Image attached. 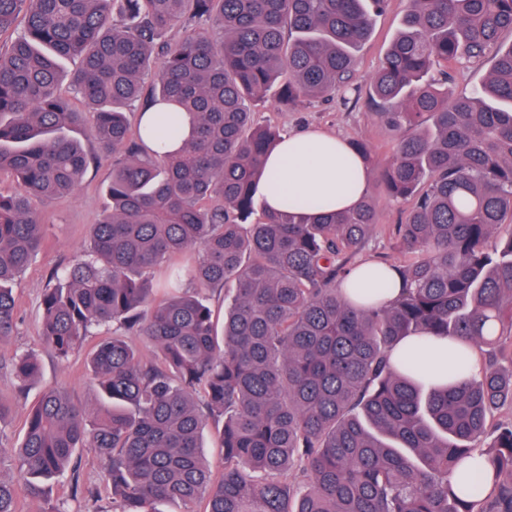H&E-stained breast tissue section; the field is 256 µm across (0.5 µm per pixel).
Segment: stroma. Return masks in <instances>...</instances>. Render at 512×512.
Listing matches in <instances>:
<instances>
[{"label":"stroma","mask_w":512,"mask_h":512,"mask_svg":"<svg viewBox=\"0 0 512 512\" xmlns=\"http://www.w3.org/2000/svg\"><path fill=\"white\" fill-rule=\"evenodd\" d=\"M405 8V0H390L386 11L376 18L371 34L357 50L356 76L360 84H369L376 74L392 38L402 26ZM253 120L258 126L278 128L284 135L314 128L348 141L368 142L374 149L375 163L369 168V193L378 205V226L363 256L370 260L399 261L401 254L389 227L401 222L403 207L385 199L379 174L380 163L391 156L393 135L376 120L366 99L358 100L352 94L340 91L333 97L314 99L288 111L271 99L255 107ZM82 142L94 161L78 188L70 195L35 204L44 220L45 242L31 265L17 279L15 289L21 321L11 339L0 344V360L6 363L14 355L38 352L42 360V384L62 386L76 402L93 409L99 407L100 398L85 373L84 364L87 349L96 344V337H88L85 347L76 350L66 363L57 362L43 350L38 338L40 299L51 271L73 263L84 253L89 244L88 228L98 221L108 203L104 188L112 177V156L101 152L90 137H83ZM38 394L35 387L28 395L19 394L9 368L0 369V396L14 403L12 415L0 423V448L5 451L4 457L0 458V475L18 484L22 483L23 477L10 451L22 441L27 413ZM78 475L81 487L98 490L97 500L88 501L74 495L70 479L63 478L48 484L42 499L33 501L26 493H19L24 512H108L110 499L104 489L100 461L93 454H84Z\"/></svg>","instance_id":"obj_1"}]
</instances>
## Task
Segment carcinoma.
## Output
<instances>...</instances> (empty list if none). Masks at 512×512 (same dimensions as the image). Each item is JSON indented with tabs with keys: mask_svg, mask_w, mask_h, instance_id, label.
Wrapping results in <instances>:
<instances>
[{
	"mask_svg": "<svg viewBox=\"0 0 512 512\" xmlns=\"http://www.w3.org/2000/svg\"><path fill=\"white\" fill-rule=\"evenodd\" d=\"M387 0H0V343L13 335V284L44 243L33 200L73 192L93 157L89 123L112 152L111 206L89 248L54 270L41 298L44 346L66 362L101 337L87 367L105 405L47 388L14 450L28 477H77L78 452L106 466L112 512H512V0H407L367 92L396 135L380 173L406 205L392 234L403 262L379 263L399 295L360 304L343 290L376 226V201L322 213L310 201L268 210L257 197L280 136L252 108L285 109L351 90L354 51ZM192 30L172 45L167 31ZM497 49L480 93L448 95L449 72ZM81 65L66 73L64 59ZM150 96L142 97L146 78ZM69 80L83 100L58 93ZM194 120L177 151L126 113L152 104ZM154 143L149 147L147 142ZM258 215L251 220L252 215ZM197 288H180L182 259ZM236 285L224 319L203 291ZM448 341L437 375L395 347ZM142 336V354L130 336ZM476 355L478 370L465 362ZM8 367L18 391L41 377L35 353ZM211 428L220 465L203 455ZM491 439L486 489L457 468ZM0 512H20L0 476Z\"/></svg>",
	"mask_w": 512,
	"mask_h": 512,
	"instance_id": "carcinoma-1",
	"label": "carcinoma"
}]
</instances>
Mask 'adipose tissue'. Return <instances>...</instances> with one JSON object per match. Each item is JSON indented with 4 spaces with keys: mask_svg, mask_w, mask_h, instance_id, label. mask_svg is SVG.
Returning <instances> with one entry per match:
<instances>
[{
    "mask_svg": "<svg viewBox=\"0 0 512 512\" xmlns=\"http://www.w3.org/2000/svg\"><path fill=\"white\" fill-rule=\"evenodd\" d=\"M268 181L260 194L267 206L282 198H315L329 211L355 207L369 186V176L347 141L319 129L283 136L266 162Z\"/></svg>",
    "mask_w": 512,
    "mask_h": 512,
    "instance_id": "obj_1",
    "label": "adipose tissue"
}]
</instances>
